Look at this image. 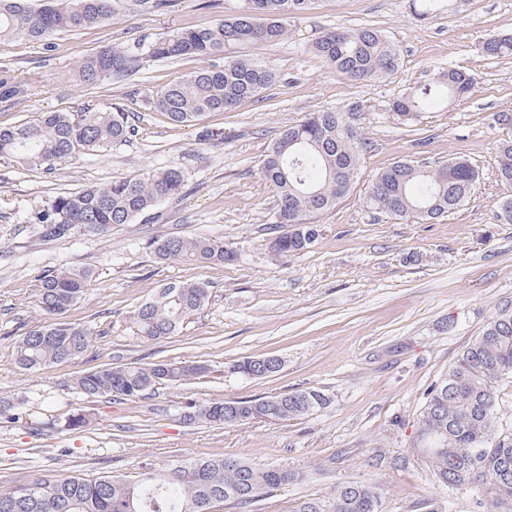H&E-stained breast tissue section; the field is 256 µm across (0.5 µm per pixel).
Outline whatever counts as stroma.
<instances>
[{
  "label": "stroma",
  "instance_id": "obj_1",
  "mask_svg": "<svg viewBox=\"0 0 512 512\" xmlns=\"http://www.w3.org/2000/svg\"><path fill=\"white\" fill-rule=\"evenodd\" d=\"M236 0H166L139 12L119 0L111 24L56 36L51 44H0V67L29 88L13 105L0 103V127L38 113L108 109L135 125L129 142L57 163L52 171L0 160V399L15 419L0 417V490L44 473L137 480L144 468L163 472L202 458L239 457L258 468H295L302 481L247 508L218 512H298L308 499H330L349 482L375 487L380 512H480L466 488L435 483L413 446L428 390L504 308L512 309V224L497 216L504 191L496 146L512 126V58L482 51L491 35L512 33V0H441L421 22L410 0H314L289 21L275 44L249 49L279 75L275 84L231 112L197 126H178L154 111L149 96L185 78L194 58L145 60L134 79L90 88L77 83L78 60L103 47L147 35L165 39L205 27L231 13ZM379 30L400 51L396 70L369 82L348 80L312 49L330 28ZM449 68L476 79L471 96L404 123L390 100ZM336 110L365 134L349 194L313 216L318 239L307 251H271L277 193L262 161L280 131L305 113ZM462 156L481 179L465 206L422 223L363 205L375 176L400 159L440 165ZM177 163L181 196L161 202L151 217L96 234L42 238L31 217L61 192L77 191ZM222 241L237 260L201 267L161 262L149 243L164 236ZM84 270L82 297L64 314L96 337L82 355L39 370L15 361L18 341L43 322L35 300L41 277ZM209 283L202 311L174 335L143 341L134 317L163 286ZM275 357L273 374L246 378L230 364ZM199 361L207 372L181 385H161L139 398H84L73 386L86 370L135 362ZM313 388L329 403L290 421L235 426L185 424L186 403L255 399ZM84 414L87 428L62 430Z\"/></svg>",
  "mask_w": 512,
  "mask_h": 512
}]
</instances>
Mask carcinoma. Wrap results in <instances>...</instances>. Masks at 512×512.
<instances>
[{"mask_svg":"<svg viewBox=\"0 0 512 512\" xmlns=\"http://www.w3.org/2000/svg\"><path fill=\"white\" fill-rule=\"evenodd\" d=\"M440 0H412L420 20L436 16ZM312 0H239L235 13L201 28L178 32L165 40L144 36L131 45L113 46L80 58L77 80L94 87L106 79L125 80L141 60L208 59L226 49L276 43L288 32V21L302 15ZM115 0H45L35 10L28 0H0V41L23 39L49 43L60 31H74L112 21ZM315 52L336 71L356 81L387 75L399 64L398 49L380 31L343 27L325 32ZM490 58L512 56V33L483 43ZM277 77L266 63L238 56L224 58V68L202 67L192 75L157 90L150 107L176 125L189 126L212 112H231L255 98ZM471 74L450 69L434 74L415 90L396 98L391 112L400 120L417 121L433 104L466 99ZM28 94L8 70H0V103H15ZM137 134L124 114L110 111L44 112L21 124L0 128V158L21 167L53 170L56 163L118 145ZM369 148L366 138L343 119V113H307L285 127L262 165L264 179L277 189L275 229L288 224V237L278 253L300 254L318 237L308 218L334 208L350 191L360 160ZM498 177L505 192L498 200L500 217L512 223V140L497 145ZM480 179L468 160L456 157L438 167L398 160L380 171L366 196V206L388 216L438 219L466 204ZM184 172L177 165L90 186L54 197L35 213L42 237L52 240L76 232L99 233L113 225L147 217L162 201L180 195ZM162 262L224 265L234 260L224 243L208 237H162L150 243ZM88 274L64 270L40 281L39 310L64 314L84 291ZM208 286L184 280L161 288L134 317L136 335L152 341L170 336L203 309ZM94 332L85 326L56 321L33 327L18 343L16 362L36 370L84 353ZM207 372L193 361L119 364L85 372L75 382L84 397H141L162 384L179 385ZM512 374V311H500L480 336L466 346L448 374L432 386L418 420L415 445L430 462L436 480L445 486H470L484 512H512V433L498 434L495 384ZM327 404L316 389L296 390L250 400H223L185 406L186 423L233 426L260 417L287 421L311 414ZM198 459L166 473L147 470L135 481L115 476L86 479L44 475L27 485L0 490V512H211L216 503L247 505L271 491L304 479L300 470L259 469L239 460ZM380 494L371 486L347 483L331 501H304L299 512H379Z\"/></svg>","mask_w":512,"mask_h":512,"instance_id":"1","label":"carcinoma"}]
</instances>
